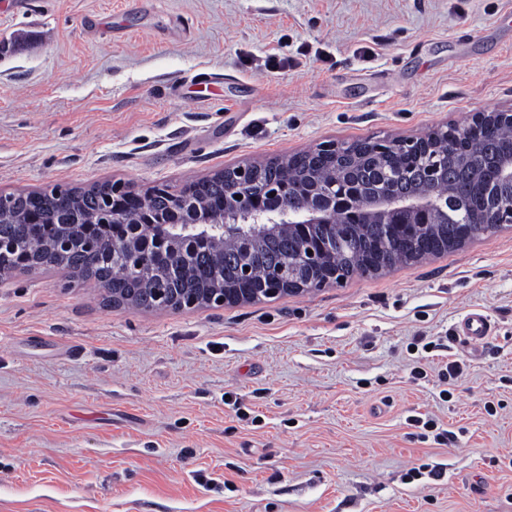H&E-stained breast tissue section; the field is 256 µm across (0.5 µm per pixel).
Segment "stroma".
Segmentation results:
<instances>
[{"label":"stroma","mask_w":512,"mask_h":512,"mask_svg":"<svg viewBox=\"0 0 512 512\" xmlns=\"http://www.w3.org/2000/svg\"><path fill=\"white\" fill-rule=\"evenodd\" d=\"M509 109L512 0H0V194L180 188ZM475 307L495 332L463 352ZM0 512H512V226L178 312L1 277Z\"/></svg>","instance_id":"obj_1"}]
</instances>
